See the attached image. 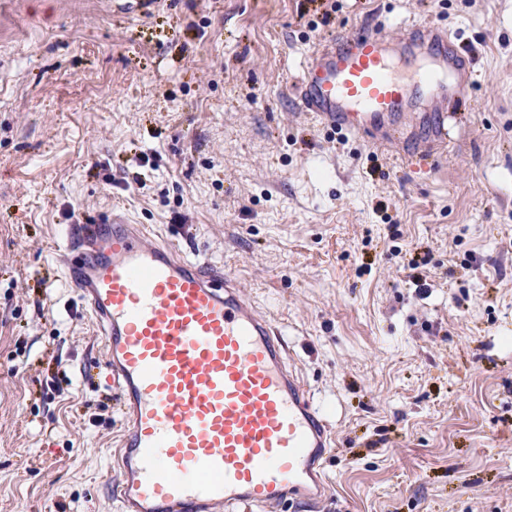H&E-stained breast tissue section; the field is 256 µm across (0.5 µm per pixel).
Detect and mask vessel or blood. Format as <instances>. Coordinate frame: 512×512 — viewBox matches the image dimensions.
<instances>
[{"label": "vessel or blood", "instance_id": "b4317fda", "mask_svg": "<svg viewBox=\"0 0 512 512\" xmlns=\"http://www.w3.org/2000/svg\"><path fill=\"white\" fill-rule=\"evenodd\" d=\"M480 74L457 32L358 29L306 55L304 114L374 148L448 152ZM65 274L96 321L120 399L123 512L262 508L301 491L333 440L288 345L230 274L120 214L68 237Z\"/></svg>", "mask_w": 512, "mask_h": 512}]
</instances>
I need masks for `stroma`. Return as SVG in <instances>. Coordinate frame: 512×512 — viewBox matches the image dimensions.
<instances>
[{
    "instance_id": "35a3bbf8",
    "label": "stroma",
    "mask_w": 512,
    "mask_h": 512,
    "mask_svg": "<svg viewBox=\"0 0 512 512\" xmlns=\"http://www.w3.org/2000/svg\"><path fill=\"white\" fill-rule=\"evenodd\" d=\"M410 19L485 75L436 162L289 90ZM113 211L280 329L333 432L318 512H512V0H0V512H119L122 416L59 268Z\"/></svg>"
}]
</instances>
